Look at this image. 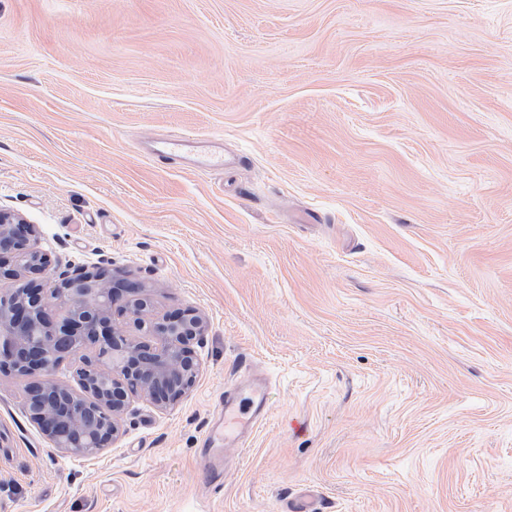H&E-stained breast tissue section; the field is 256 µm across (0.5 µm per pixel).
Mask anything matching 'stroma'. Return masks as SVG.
I'll list each match as a JSON object with an SVG mask.
<instances>
[{
	"mask_svg": "<svg viewBox=\"0 0 512 512\" xmlns=\"http://www.w3.org/2000/svg\"><path fill=\"white\" fill-rule=\"evenodd\" d=\"M186 133L228 165L142 151ZM0 207L209 322L93 459L1 370L0 512H512V0H0ZM219 415L220 425L216 429L224 434V444L246 447L257 425L267 415L262 384L245 381L224 391Z\"/></svg>",
	"mask_w": 512,
	"mask_h": 512,
	"instance_id": "1",
	"label": "stroma"
}]
</instances>
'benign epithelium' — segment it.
I'll use <instances>...</instances> for the list:
<instances>
[{
  "instance_id": "7a95c632",
  "label": "benign epithelium",
  "mask_w": 512,
  "mask_h": 512,
  "mask_svg": "<svg viewBox=\"0 0 512 512\" xmlns=\"http://www.w3.org/2000/svg\"><path fill=\"white\" fill-rule=\"evenodd\" d=\"M34 235L35 225L0 208V280L15 283L0 294V369L41 374L25 409L55 447L95 457L120 436L131 396L165 411L194 386L208 324L191 309L160 312L149 289L83 266L41 287L48 259L33 246ZM53 302L66 308L55 324L48 317ZM116 307L122 322L113 317ZM77 352L74 390L52 374Z\"/></svg>"
}]
</instances>
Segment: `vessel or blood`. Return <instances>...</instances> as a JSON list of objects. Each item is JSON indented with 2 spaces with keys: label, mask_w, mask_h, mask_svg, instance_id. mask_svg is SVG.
<instances>
[{
  "label": "vessel or blood",
  "mask_w": 512,
  "mask_h": 512,
  "mask_svg": "<svg viewBox=\"0 0 512 512\" xmlns=\"http://www.w3.org/2000/svg\"><path fill=\"white\" fill-rule=\"evenodd\" d=\"M159 155H179L189 160L193 169H220L224 166L221 143L186 134L176 140L161 141L155 148ZM265 393L262 385L244 382L225 391L221 402L219 433L225 444L246 447L257 425L266 417Z\"/></svg>",
  "instance_id": "vessel-or-blood-1"
}]
</instances>
